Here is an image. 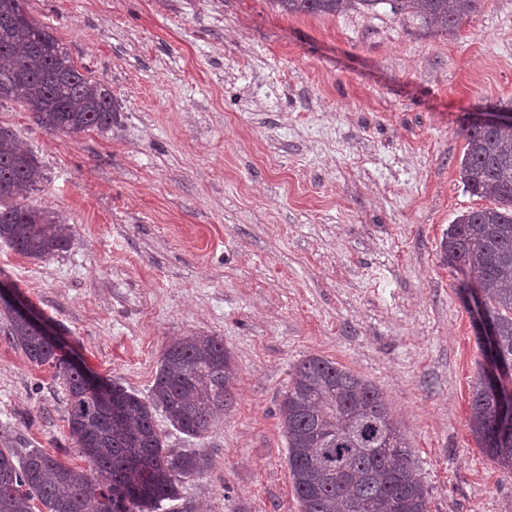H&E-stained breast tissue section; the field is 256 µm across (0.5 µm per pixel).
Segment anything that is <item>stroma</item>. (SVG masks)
<instances>
[{
	"label": "stroma",
	"instance_id": "obj_1",
	"mask_svg": "<svg viewBox=\"0 0 512 512\" xmlns=\"http://www.w3.org/2000/svg\"><path fill=\"white\" fill-rule=\"evenodd\" d=\"M80 70L120 104L110 130L0 125L34 153L33 205L73 227L35 260L0 243V281L103 379L148 395L165 348L222 337L235 402L201 438L182 495L198 512H299L280 394L311 355L384 394L430 512H512V472L469 428L483 355L464 275L442 240L490 206L459 180L462 125L512 106V0L419 35L382 13L284 15L269 0H28ZM54 368L0 318V436L83 465Z\"/></svg>",
	"mask_w": 512,
	"mask_h": 512
}]
</instances>
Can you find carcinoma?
<instances>
[{
	"label": "carcinoma",
	"mask_w": 512,
	"mask_h": 512,
	"mask_svg": "<svg viewBox=\"0 0 512 512\" xmlns=\"http://www.w3.org/2000/svg\"><path fill=\"white\" fill-rule=\"evenodd\" d=\"M27 0H0V101L23 103L42 129L77 137L112 126L119 107L110 88L80 71L67 49L26 10ZM286 14H375L387 5L429 34L458 28L485 0H270ZM459 178L466 192L495 205L469 210L448 227L442 246L468 276L493 325L492 345L504 371L480 369L469 427L482 450L512 469V437L502 438L512 401V122L490 130L465 127ZM43 172L16 133L0 125V242L31 259L52 258L71 242L70 225L22 201ZM0 314L12 342L37 365L50 364L67 392L66 421L88 467L67 466L40 448L0 444V512H198L181 494L211 459L167 447L155 416L174 430L203 436L233 405L235 366L219 336H185L168 346L149 394L107 382L112 404L86 387L82 370L51 349L12 310ZM288 469L301 512H429L430 495L411 465V448L380 390L320 356L296 365L279 403Z\"/></svg>",
	"instance_id": "1"
}]
</instances>
